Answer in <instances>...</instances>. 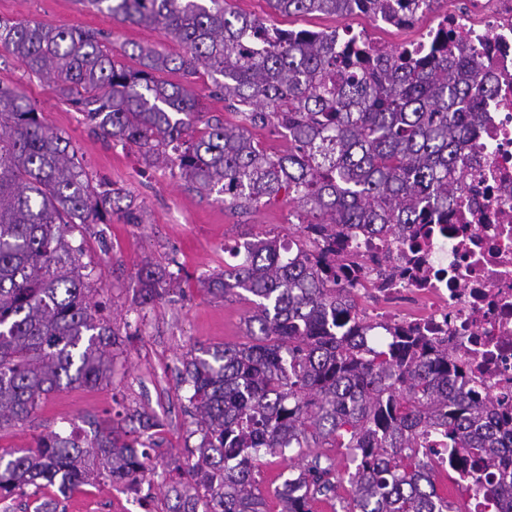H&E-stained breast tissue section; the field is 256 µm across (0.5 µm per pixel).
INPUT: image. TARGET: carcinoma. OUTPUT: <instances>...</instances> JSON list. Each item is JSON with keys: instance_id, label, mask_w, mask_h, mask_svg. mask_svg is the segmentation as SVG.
<instances>
[{"instance_id": "carcinoma-1", "label": "carcinoma", "mask_w": 512, "mask_h": 512, "mask_svg": "<svg viewBox=\"0 0 512 512\" xmlns=\"http://www.w3.org/2000/svg\"><path fill=\"white\" fill-rule=\"evenodd\" d=\"M114 19L152 27L184 45L172 57L155 47L117 60L100 33L0 19V47L55 92L106 140L135 147L148 166L178 172L200 196L250 208L285 192L297 205L300 239L243 243V255L201 279L221 298L250 293L251 342L199 348L185 365L201 442L190 481L172 487L175 512H268L254 460L298 466L279 474L282 512H312L336 500L340 512H460L439 493L427 443L448 440V462L482 490L490 512H512V472L497 482L508 445L494 403L467 391L448 344L397 329L367 349L362 319L336 270L349 263L341 241L353 229L393 240L415 235L466 178L458 146L475 140L492 93L479 54L448 50V35L383 51L364 32L285 31L224 0H79ZM274 13L363 14L411 26L442 0H267ZM219 75L227 125L204 118L177 71ZM202 123L200 134L189 133ZM271 128L288 153H268L251 130ZM141 223L122 190L85 171L71 142L40 120L18 88L0 86V427L32 417L62 387L97 386L112 372L118 333L91 304L84 243L69 237L112 215ZM174 273L150 262L138 270L141 304L160 296ZM118 421L88 442L57 432L36 446L0 454V498L44 480L67 494L109 479L137 485L149 451ZM317 452L306 453L304 449ZM355 463L348 496L335 460Z\"/></svg>"}]
</instances>
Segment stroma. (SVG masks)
Masks as SVG:
<instances>
[{
    "label": "stroma",
    "mask_w": 512,
    "mask_h": 512,
    "mask_svg": "<svg viewBox=\"0 0 512 512\" xmlns=\"http://www.w3.org/2000/svg\"><path fill=\"white\" fill-rule=\"evenodd\" d=\"M228 7L285 30L350 27L389 47L419 41L440 21L438 14L428 13L401 29L364 15L344 20L321 14L274 15L266 0H228ZM0 18L99 30L109 34L117 52L137 45H153L175 57L185 52L179 41L163 37L158 30L115 20L75 0H0ZM0 85L21 88L35 103L43 123L69 138L90 176L124 189L143 215L139 224L116 219L83 231L87 258L94 266V299L118 333L111 380L49 394L31 418L0 427V451L34 446L51 431L90 435L98 421L116 415L125 417L130 430L134 427L130 415L148 412L163 427L153 437L155 448L146 462L149 473L141 484L144 512H170L175 495L163 477L169 471L186 475L195 461L191 451L200 441L188 401L190 389L181 381L183 363L200 347L246 342V318L253 309L247 292L217 298L202 287L200 279L222 272L232 259L231 249L243 243L246 234L296 239L298 211L283 193L263 199L246 212L200 197L169 169L146 166L136 149L98 138L81 113L56 95L49 80L29 76L23 64L2 49ZM146 260L164 267L178 263L181 273L165 284L159 299L144 307L137 272ZM13 501L19 512L46 502L55 503V512H124L126 507L120 486L109 481L65 495L31 485Z\"/></svg>",
    "instance_id": "stroma-1"
}]
</instances>
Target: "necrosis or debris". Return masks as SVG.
Masks as SVG:
<instances>
[{
  "instance_id": "obj_1",
  "label": "necrosis or debris",
  "mask_w": 512,
  "mask_h": 512,
  "mask_svg": "<svg viewBox=\"0 0 512 512\" xmlns=\"http://www.w3.org/2000/svg\"><path fill=\"white\" fill-rule=\"evenodd\" d=\"M455 46L479 52L493 93L468 176L448 221L415 237L359 232L344 241L364 261L351 291L368 297L369 336L395 327L448 341L467 386L512 418V0H448Z\"/></svg>"
}]
</instances>
